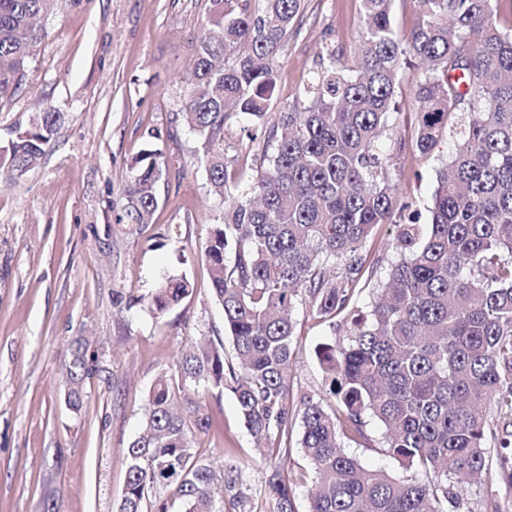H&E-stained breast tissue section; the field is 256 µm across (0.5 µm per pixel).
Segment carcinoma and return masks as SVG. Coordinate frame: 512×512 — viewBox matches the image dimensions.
Here are the masks:
<instances>
[{
    "instance_id": "1",
    "label": "carcinoma",
    "mask_w": 512,
    "mask_h": 512,
    "mask_svg": "<svg viewBox=\"0 0 512 512\" xmlns=\"http://www.w3.org/2000/svg\"><path fill=\"white\" fill-rule=\"evenodd\" d=\"M57 0H0V97L27 79L28 58ZM303 0H207L194 42L193 81L182 119L201 141L211 190L224 198L205 258L224 310V344H194L171 375L150 388L140 432L126 448L127 477L116 512H168L162 492L177 486L182 512H253L241 467L207 457L194 432L210 426L194 408L175 410L174 384L235 394L244 426L267 461L260 494L268 512H296L282 462L293 453L288 421L294 353L293 312L308 301L339 338L315 348L325 395L300 399V448L314 471L307 512H447L456 480H501L512 490V21L498 22L496 0H414L421 19L408 35L391 21L394 0H362L366 28L355 66L326 48L306 103L265 124L280 53ZM421 68L412 91L415 148L428 154L448 137L430 221L397 200L389 174L407 157L398 133L403 66ZM249 116L276 142L251 193H232L224 126ZM60 114L38 113L5 150L0 177L35 169ZM391 136V153L378 144ZM157 151L133 168L127 216L149 224L161 177ZM397 228L399 259L369 314L353 306L378 229ZM234 250L232 266L224 252ZM185 275L148 296L162 315L192 295ZM486 405L502 427L479 413ZM414 469L396 477L347 452L371 441ZM506 450L492 462L487 438Z\"/></svg>"
}]
</instances>
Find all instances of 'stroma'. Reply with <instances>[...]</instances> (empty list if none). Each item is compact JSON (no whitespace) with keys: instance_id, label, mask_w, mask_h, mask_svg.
Masks as SVG:
<instances>
[{"instance_id":"1","label":"stroma","mask_w":512,"mask_h":512,"mask_svg":"<svg viewBox=\"0 0 512 512\" xmlns=\"http://www.w3.org/2000/svg\"><path fill=\"white\" fill-rule=\"evenodd\" d=\"M206 0H59L28 60L29 79L0 99V148L36 113L61 120L39 166L0 181V512H114L123 493V451L140 428L154 381L172 374L189 338L224 339V311L212 296L205 250L224 215L201 161L200 140L181 116L194 39ZM365 31L361 0H304L280 59L271 112L300 106L325 44L352 62ZM235 116L224 131L227 157L243 162L237 194L248 193L272 149L249 140ZM410 156L397 169L399 198L421 221L437 187L438 159ZM163 154L152 223L124 211L128 177L145 151ZM382 226L363 251L369 278L357 305H370L396 254ZM194 283L164 315L147 297L169 275ZM294 397L320 394L315 347L331 331L297 304ZM89 370L83 403L67 401L75 343ZM211 420L196 432L200 452L239 462L260 489L265 463L254 450L231 390L177 394Z\"/></svg>"}]
</instances>
